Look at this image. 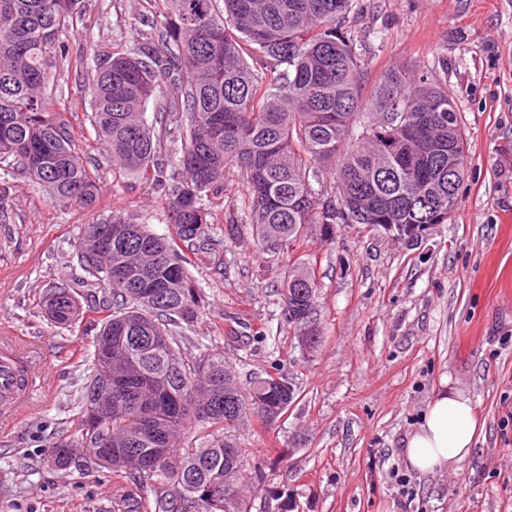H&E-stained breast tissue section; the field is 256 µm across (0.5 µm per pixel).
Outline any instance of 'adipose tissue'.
<instances>
[{
	"mask_svg": "<svg viewBox=\"0 0 512 512\" xmlns=\"http://www.w3.org/2000/svg\"><path fill=\"white\" fill-rule=\"evenodd\" d=\"M479 432L469 399L439 392L429 403L422 423L404 441L405 462L419 472L453 467L470 453Z\"/></svg>",
	"mask_w": 512,
	"mask_h": 512,
	"instance_id": "adipose-tissue-1",
	"label": "adipose tissue"
}]
</instances>
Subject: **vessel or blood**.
Instances as JSON below:
<instances>
[{
	"label": "vessel or blood",
	"mask_w": 512,
	"mask_h": 512,
	"mask_svg": "<svg viewBox=\"0 0 512 512\" xmlns=\"http://www.w3.org/2000/svg\"><path fill=\"white\" fill-rule=\"evenodd\" d=\"M46 374L44 363L26 355L17 342H0V423H15L37 407L38 383Z\"/></svg>",
	"instance_id": "b4317fda"
}]
</instances>
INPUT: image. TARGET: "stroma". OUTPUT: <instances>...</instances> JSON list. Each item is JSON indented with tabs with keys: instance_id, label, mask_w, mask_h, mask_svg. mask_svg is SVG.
<instances>
[{
	"instance_id": "stroma-1",
	"label": "stroma",
	"mask_w": 512,
	"mask_h": 512,
	"mask_svg": "<svg viewBox=\"0 0 512 512\" xmlns=\"http://www.w3.org/2000/svg\"><path fill=\"white\" fill-rule=\"evenodd\" d=\"M346 26L360 42L366 86L390 68L413 65L447 85L467 138L468 164L448 223L417 244L361 224L337 225L333 239L310 234L299 253L321 283L322 333L316 352L295 346L280 294L292 256L258 248L245 222V184L227 171L224 203L213 208L208 246L190 272L205 300L187 334L200 351L221 354L240 382L280 370L298 390L281 423L246 422L250 455L277 459L270 482L291 512H512V0H359ZM146 0H84L64 41L85 58L132 43ZM50 101H72L77 144L102 170L93 210L50 201L12 169V223L0 224V333L34 336L57 368L41 408L0 431V512H122L149 487L115 479L83 460L59 469L45 456L75 433V402L93 370L89 351L106 299L89 287L73 249L83 225L124 211L170 235L164 203L139 181L114 180L90 126V88L51 63ZM237 232H228V225ZM59 286L86 312L62 329L41 301ZM470 398L483 425L455 469H409L402 444L443 387Z\"/></svg>"
}]
</instances>
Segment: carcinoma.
I'll return each mask as SVG.
<instances>
[{"label": "carcinoma", "mask_w": 512, "mask_h": 512, "mask_svg": "<svg viewBox=\"0 0 512 512\" xmlns=\"http://www.w3.org/2000/svg\"><path fill=\"white\" fill-rule=\"evenodd\" d=\"M80 0H0V165L25 174L50 199L93 206L99 169L76 148L67 106H51L47 55L75 64L91 86L90 124L112 174L136 177L167 206L175 234L150 233L127 213L87 224L74 241L83 269L110 290L92 340L93 371L80 389L77 433L59 436L49 461L83 458L118 479L147 484L136 512H244L236 489L274 500V462L243 469L235 433L254 417L270 426L296 390L283 376L242 386L224 357L188 351L205 300L188 271L204 225L234 167L249 190L254 242L273 254L304 241L317 224H435L448 201V151L467 147L448 87L415 67L385 73L365 91L354 35L343 27L355 0H151L149 30L131 47L71 59L62 35ZM152 115H147V110ZM180 144L172 150L171 145ZM336 173V201L314 187ZM7 182L0 224L13 223ZM112 244L101 235L109 227ZM320 285L303 260L281 298L294 338L321 336ZM62 328L79 321L67 288L42 302ZM111 369L129 390L112 389ZM112 403L91 414L105 389ZM195 430V445L177 442Z\"/></svg>", "instance_id": "carcinoma-1"}]
</instances>
